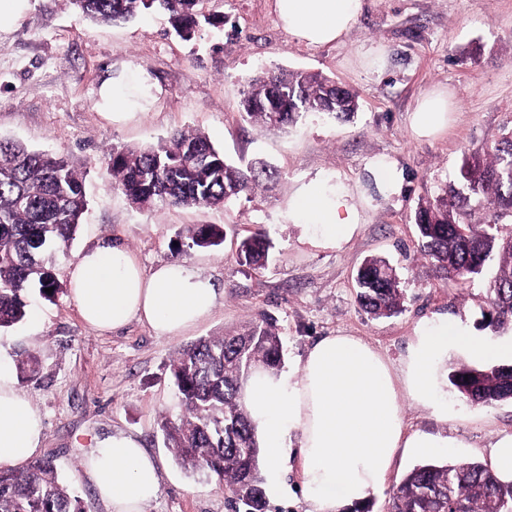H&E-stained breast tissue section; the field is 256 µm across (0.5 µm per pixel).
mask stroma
<instances>
[{"label": "stroma", "mask_w": 512, "mask_h": 512, "mask_svg": "<svg viewBox=\"0 0 512 512\" xmlns=\"http://www.w3.org/2000/svg\"><path fill=\"white\" fill-rule=\"evenodd\" d=\"M198 8L212 22L187 41L163 14L95 23L69 0H31L24 18L0 32V138L67 158L85 181L87 208L71 246L46 255L64 292L53 303L30 295L27 320L0 331V354L37 357L38 372L16 386L43 416L39 457L53 458L86 512H108L83 463L115 430L138 435L160 466L161 490L147 512H232L223 484L182 469L157 427L162 416L182 411L168 365L199 338L265 315L276 322L284 370L333 334L363 339L397 370L420 328L448 320L492 334L482 317L484 280L448 285L420 252L414 212L459 179L469 148L512 129V0H365L350 33L324 46L288 34L275 0H200ZM275 67L335 79L357 93V115L336 123L308 114L279 132L244 121L248 80ZM138 74L157 86L155 99L128 121H106L97 108L101 83ZM437 90L457 110L440 133L416 135L411 114ZM182 129L204 134L233 161L265 160L273 177L251 197L217 208L152 211L113 189L112 148L155 144ZM386 163L395 174L389 192L375 178ZM312 181L346 192L361 213L342 248L322 247L320 225L292 210L297 190ZM199 224L220 225L223 243L176 254L175 241ZM256 232L272 244L259 268L238 258L240 242ZM112 239L145 269L178 260L208 277L218 294L214 311L174 337L136 320L109 333L85 326L67 271L85 248ZM370 257L395 268L402 313L376 318L358 304L356 272ZM436 399L447 405V420L398 394L406 432L457 440L435 461H487L490 444L512 433V400L474 405L446 384Z\"/></svg>", "instance_id": "35a3bbf8"}]
</instances>
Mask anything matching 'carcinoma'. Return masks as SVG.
<instances>
[{
	"mask_svg": "<svg viewBox=\"0 0 512 512\" xmlns=\"http://www.w3.org/2000/svg\"><path fill=\"white\" fill-rule=\"evenodd\" d=\"M82 15L98 22L131 21L153 11L169 14L173 31L184 40L199 26L198 0H72ZM243 120L283 130L313 112L349 119L357 95L319 73L270 69L253 77L241 101ZM108 171L113 187L148 209L211 208L248 196L272 177L260 163L238 166L202 134L182 130L140 148H112ZM461 176L467 193L449 187L420 205L414 215L420 251L450 283L482 274L498 258V271L486 289L489 325L512 330V133L492 147L465 153ZM86 205L84 181L61 157L31 151L0 139V330L27 318V294L38 288L47 300L60 285L45 265L51 248L69 245ZM187 247L217 246L224 231L201 224L189 231ZM270 242L261 233L243 239L239 258L261 266ZM357 299L374 316L404 308L396 273L372 258L358 270ZM53 288L50 293L47 288ZM283 346L272 319L246 325L235 335L209 336L178 350L169 365L181 395L183 413L158 422L177 463L191 473L224 482L234 512H264L265 455L252 427L243 391L262 368L275 373ZM460 397L472 404L512 400V365L461 362L448 374ZM0 512H84L81 499L56 474L50 460L23 469L0 465ZM389 512H512V483L503 484L477 460L429 462L415 466L389 503Z\"/></svg>",
	"mask_w": 512,
	"mask_h": 512,
	"instance_id": "cac0c4a2",
	"label": "carcinoma"
}]
</instances>
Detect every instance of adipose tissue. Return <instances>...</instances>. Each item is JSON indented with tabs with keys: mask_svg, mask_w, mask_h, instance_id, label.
Returning a JSON list of instances; mask_svg holds the SVG:
<instances>
[{
	"mask_svg": "<svg viewBox=\"0 0 512 512\" xmlns=\"http://www.w3.org/2000/svg\"><path fill=\"white\" fill-rule=\"evenodd\" d=\"M364 0H275L279 23L309 45L341 41L355 26ZM153 97L148 79H107L98 91L104 119L122 122ZM453 105L445 92L426 94L412 115L414 129L429 134L443 126ZM295 209L323 227L322 246L338 249L362 219L347 193H328L319 184L303 187ZM72 295L84 322L106 333L132 320L146 322L159 336H178L211 314L218 295L212 282L179 261L144 270L125 246L100 243L85 249L69 270ZM451 351L476 358L512 359V343L462 337L455 328L423 329L404 360L402 373L355 336L318 340L301 365L288 374L256 372L244 399L265 448L267 483L288 497V471H297L304 512H344L380 490L397 449L426 453L451 448L448 436L406 435L398 388L434 416L448 410L434 401L438 359ZM44 439L42 418L15 383L11 361L0 357V464L31 458ZM84 468L111 512H146L161 485L157 460L139 437L117 431L85 456Z\"/></svg>",
	"mask_w": 512,
	"mask_h": 512,
	"instance_id": "ef3b65f1",
	"label": "adipose tissue"
}]
</instances>
